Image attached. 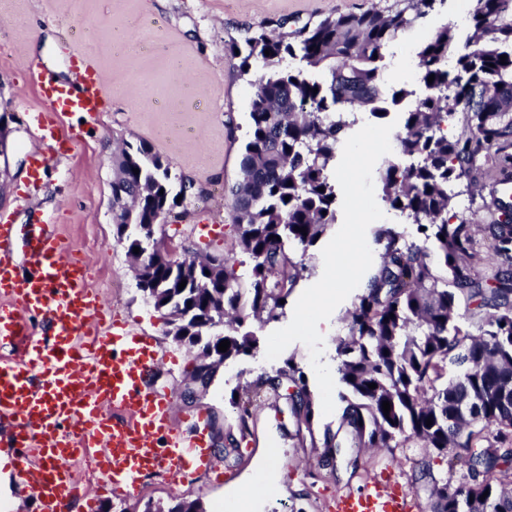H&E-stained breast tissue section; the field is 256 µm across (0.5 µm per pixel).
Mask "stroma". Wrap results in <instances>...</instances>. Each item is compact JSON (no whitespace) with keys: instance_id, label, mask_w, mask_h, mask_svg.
<instances>
[{"instance_id":"stroma-1","label":"stroma","mask_w":512,"mask_h":512,"mask_svg":"<svg viewBox=\"0 0 512 512\" xmlns=\"http://www.w3.org/2000/svg\"><path fill=\"white\" fill-rule=\"evenodd\" d=\"M393 0H0V127L7 135L9 168L0 176V216L11 223L40 224L64 236L74 257L85 259L105 312L119 315L137 332L152 336L164 356L155 387L175 402L181 416L207 412L213 448L225 473L217 483L192 470L174 480L145 478L138 491L101 496L97 512H153L180 501H200L205 512H230L228 494L258 464L275 473L274 484L257 480L255 512H334L338 494L362 490L370 478L394 477L412 485L416 465L428 461L438 481L458 484L463 472L449 467L448 453L417 444L365 448L352 470L347 456L321 461L319 449L299 441L283 392L255 402L247 429H240L234 400L251 397L263 373L295 364L318 393L308 348L289 345L269 361L264 349L219 368L207 389L188 397L186 388L196 350L165 333L160 313L137 290L127 248L111 221L112 155L119 142L139 141L170 159L191 178L200 197L183 218L167 217L157 234L186 256L221 253L236 273L250 270L238 244L230 190L240 179V154L251 119L249 77L240 76V58L227 46L243 42L247 30L285 22L287 31L328 15L360 13ZM470 0H446L437 11L402 34L389 65L417 48L441 25L454 23L459 39L470 33ZM35 53H28V46ZM91 63L108 89L97 120L80 113L51 111L36 75L50 72L70 83L82 63ZM51 160L39 189L29 184L38 154ZM322 244L292 250L306 269L288 297L280 319L248 321L259 340L288 325L301 293L323 273ZM12 451L0 447V512H41L24 486Z\"/></svg>"}]
</instances>
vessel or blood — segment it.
Wrapping results in <instances>:
<instances>
[{"label": "vessel or blood", "mask_w": 512, "mask_h": 512, "mask_svg": "<svg viewBox=\"0 0 512 512\" xmlns=\"http://www.w3.org/2000/svg\"><path fill=\"white\" fill-rule=\"evenodd\" d=\"M39 80L56 112L90 118L107 96L88 69L67 86L45 71ZM18 239L24 274L12 260ZM88 270L59 234L0 224V345L12 350L0 360V432L41 512H69L77 501L96 512V498L71 472L81 453L99 460L98 492L120 497L149 474L171 479L212 467L206 414L181 422L172 399L151 387L160 347L121 320L105 321ZM415 509L414 496L394 480L336 498V512Z\"/></svg>", "instance_id": "1"}]
</instances>
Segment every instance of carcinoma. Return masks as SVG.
<instances>
[{"mask_svg": "<svg viewBox=\"0 0 512 512\" xmlns=\"http://www.w3.org/2000/svg\"><path fill=\"white\" fill-rule=\"evenodd\" d=\"M442 2L395 0L290 34L260 28L245 37L240 74L254 65L261 74L252 83L251 131L231 195L250 272L242 280L226 262L211 288L195 287L190 269L173 273L161 264L145 273L161 288L144 297L190 313L175 326V340L199 348L192 380L207 387L222 361L257 349L255 333L240 331L248 318L283 315L280 301L306 270L289 249L307 253L336 224V159L356 112L382 118L413 95L404 86L388 90L386 58L399 35ZM471 25L463 52L448 25L415 52L428 93L404 112L397 155L383 158L377 173L381 201L417 225L420 239L406 241L392 224L374 231L380 262L347 310V333L336 339L344 407L336 432H325L321 457L414 440L439 452L459 448L470 458L467 475L457 487L431 478V512H512V224L508 203L495 196L512 179V0H473ZM112 166V223L120 229L154 224L199 195L194 181L143 142H123ZM488 186L491 223L481 227L452 211L454 198L481 197ZM480 231L495 262L489 276L481 272ZM435 258L446 276L435 274ZM472 304L488 312L476 334L466 325ZM224 339L230 347L222 353ZM450 363L460 370L447 379ZM303 377L290 363L254 387H295L296 435L312 437L314 403Z\"/></svg>", "mask_w": 512, "mask_h": 512, "instance_id": "obj_1", "label": "carcinoma"}]
</instances>
